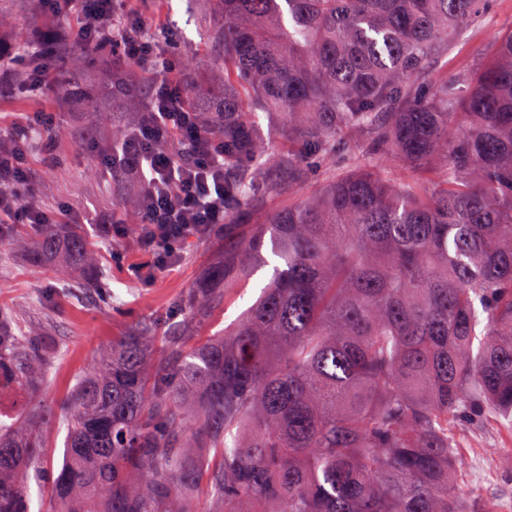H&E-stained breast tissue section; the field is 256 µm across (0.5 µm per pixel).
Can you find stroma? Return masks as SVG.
<instances>
[{"instance_id":"obj_1","label":"stroma","mask_w":512,"mask_h":512,"mask_svg":"<svg viewBox=\"0 0 512 512\" xmlns=\"http://www.w3.org/2000/svg\"><path fill=\"white\" fill-rule=\"evenodd\" d=\"M129 5L147 20L164 21L173 29L180 49L195 56L200 70H209L212 53L205 39L207 24L195 0H164L160 8L153 0H130ZM511 29L512 0H494L484 24L458 40L434 67L431 80L453 79L477 71L489 59L498 36ZM52 109L59 111L64 124L77 131L79 137L57 144L56 153L62 163L55 169L53 180L41 186L42 203L59 214L69 208L96 215L111 213L113 206L125 200V193L113 190L111 176H104L97 184L83 179L85 168L98 163L101 156L90 131L109 122L111 113L65 109L60 94L54 91L36 97L17 87L0 91V123H9L25 113ZM88 231L100 251L101 269L112 286V304L106 308L73 293L49 267L34 264L7 246H0V306L12 308L20 326L40 328L65 346L63 358L37 391L13 384L0 387L1 415L17 414L35 398L49 404L61 400L87 371L100 348L138 323L164 318L223 246L211 233L187 239L175 263L156 273L152 270L153 256L137 232H130L116 250L100 225H91ZM276 262V257H269L267 265L241 283L224 310L204 324V333L215 334L234 323L257 300ZM458 440L461 449L471 453L462 474L467 488L488 494L512 479V428L500 424L469 428L459 432Z\"/></svg>"}]
</instances>
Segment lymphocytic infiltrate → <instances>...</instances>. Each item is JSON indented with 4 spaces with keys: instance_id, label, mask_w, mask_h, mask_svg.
Returning <instances> with one entry per match:
<instances>
[{
    "instance_id": "lymphocytic-infiltrate-1",
    "label": "lymphocytic infiltrate",
    "mask_w": 512,
    "mask_h": 512,
    "mask_svg": "<svg viewBox=\"0 0 512 512\" xmlns=\"http://www.w3.org/2000/svg\"><path fill=\"white\" fill-rule=\"evenodd\" d=\"M120 0H67L81 17L67 38L82 50L112 51L130 71L149 79L152 103L125 156L127 168L151 193L140 210V234L157 268L177 256L178 242L210 233L224 221V144L188 106L189 87L175 74L169 27L149 35L140 13L120 11ZM23 73L26 91L42 93L56 79L57 58L30 46ZM52 113L0 125V236L19 224H49L53 215L37 205L30 141L38 125L54 124Z\"/></svg>"
}]
</instances>
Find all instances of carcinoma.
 <instances>
[{"label":"carcinoma","instance_id":"cac0c4a2","mask_svg":"<svg viewBox=\"0 0 512 512\" xmlns=\"http://www.w3.org/2000/svg\"><path fill=\"white\" fill-rule=\"evenodd\" d=\"M217 47L190 105L224 140V246L190 289L185 319L103 347L55 406L0 422V512H494L461 489L460 427L512 421V31L477 82L428 74L492 0H200ZM63 58L60 90L88 55L0 0V40ZM123 116L98 131L121 170L149 99L120 62ZM277 118L266 142L258 113ZM61 124L43 151L72 139ZM323 172L326 186L238 222L277 187ZM121 203L133 223L141 200ZM62 281L112 303L83 227L38 224L6 240ZM281 264L222 336L198 328L239 283ZM62 344L0 309V383L39 386ZM63 463L43 466L45 422Z\"/></svg>","mask_w":512,"mask_h":512}]
</instances>
